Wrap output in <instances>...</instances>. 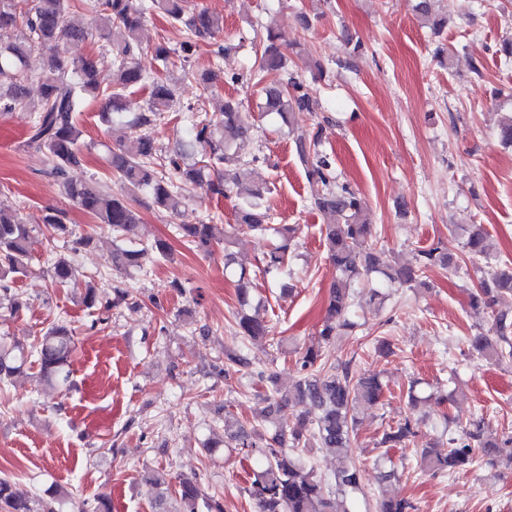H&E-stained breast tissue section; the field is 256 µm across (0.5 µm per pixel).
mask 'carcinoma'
I'll return each mask as SVG.
<instances>
[{
	"mask_svg": "<svg viewBox=\"0 0 512 512\" xmlns=\"http://www.w3.org/2000/svg\"><path fill=\"white\" fill-rule=\"evenodd\" d=\"M437 0H418L415 10L421 24L439 33L448 25L447 16L436 9ZM92 17L91 24L103 31L101 47L112 55L113 75L110 91L105 93L112 106V118L124 117L126 93L142 86L150 89L145 111L126 121L137 133V150L129 153L121 148L112 151V171L120 186L99 181L76 182L69 170L80 164L81 136L77 115L87 97L100 94L96 80L94 55L67 59L61 45L66 41H83L88 28L66 22L71 0H0V29L16 28L19 37L0 45V109L12 110L25 105L30 112L26 146L43 153L46 173L56 179L61 192L79 209L90 214L120 237H127L137 226V217L127 196L143 192L152 205L171 216L180 213L187 199L188 187L202 180L204 174L215 177L214 192L237 200L235 227L255 232L268 230L270 214L261 206L266 185L253 182L247 167L258 157L247 156L246 143L250 125L243 112L242 101L224 99L209 113L191 105H183L179 81L171 74L150 75L136 61L139 35L146 18L161 15L169 23L181 26L185 40L178 58L188 63L200 38H217L224 33V16L207 8L188 11L185 0H85ZM274 25L267 26L266 41L258 63L261 76L274 75L278 81L265 84L261 91V110L277 116L287 127L300 128L303 115L315 111L303 81L288 70V58L278 43ZM38 48L46 55L40 72L28 68L29 54ZM40 84V97L27 99L26 84ZM167 112L185 113L187 140L165 160L153 129ZM318 134L307 131L294 138L295 154L307 177L325 186V192L314 198L312 206L324 221V239L328 256L336 269L331 284L326 315L318 333V343L328 344L343 330L355 327L351 320L355 301V284L371 275L380 283L400 288L423 285L422 275L432 267L447 269L452 264L441 243L432 244L416 254L415 265L381 264L376 248L367 244L372 237V224L355 192L338 185L333 160L319 152ZM195 150L200 163L181 162L183 155ZM181 237L207 252L213 245L224 246V267L235 263L230 251L233 232L216 224H179ZM31 230L15 211L0 208V296L8 298L10 313L28 308L23 296L13 291L17 278L29 272ZM472 262L486 254L483 231L474 226L464 243ZM171 250L163 240L140 248L118 249L114 253L117 269L147 271L153 263L170 259ZM288 244L272 248L267 254L263 272L291 273ZM52 279L61 285L76 279L71 260L59 254L48 269ZM481 289L470 294L471 308L489 312L499 339L508 342L512 328L508 313L493 310L494 291L512 294V266L504 264L486 272ZM236 337L243 344L225 352L222 368H214L218 376L251 367L246 341L266 342L276 349L283 340L271 336L270 326L259 314L240 311L235 316ZM75 330L66 321L51 325L29 348L0 341V383L7 384L21 373L26 363L38 367L39 383L62 389L70 385L71 357L75 350ZM472 350L482 356L495 354L512 357L509 350L498 349L490 336L479 332L469 338ZM300 377L284 388L275 387L276 378L264 371L253 376L260 383L274 386L259 411L263 430H249L229 417L224 418V442L210 441L208 451L219 445L234 448L252 461L249 486L246 489L258 512H350L347 500L363 492L362 469L349 456L354 434V411L373 406L384 397L383 384L377 375L355 372L351 362L327 363L320 349L310 346L298 358ZM413 435L409 420L384 431L380 444L398 447ZM307 448H326L336 455V468L327 478L316 473L303 457ZM496 453L512 463V435H497L485 428L483 419H475L458 432H451L438 448H426L420 456V467L432 474H453L471 465L478 453ZM394 472L381 473L376 498L377 512H414L415 506L389 496L384 485ZM152 481L158 490L156 512H170L166 506L170 474L156 471ZM181 504L178 512H224V505L208 494L195 478L178 481ZM0 512H55L51 504L31 499L13 490L12 483L0 478Z\"/></svg>",
	"mask_w": 512,
	"mask_h": 512,
	"instance_id": "obj_1",
	"label": "carcinoma"
}]
</instances>
